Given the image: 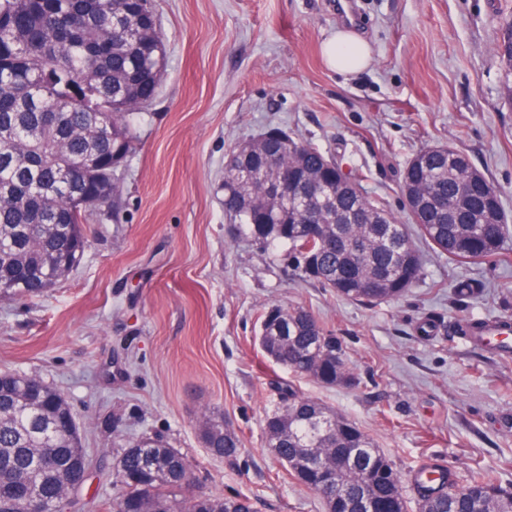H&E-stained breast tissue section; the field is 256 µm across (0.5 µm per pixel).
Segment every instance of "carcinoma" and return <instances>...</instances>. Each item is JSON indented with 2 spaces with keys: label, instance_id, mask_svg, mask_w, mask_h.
<instances>
[{
  "label": "carcinoma",
  "instance_id": "cac0c4a2",
  "mask_svg": "<svg viewBox=\"0 0 512 512\" xmlns=\"http://www.w3.org/2000/svg\"><path fill=\"white\" fill-rule=\"evenodd\" d=\"M0 298L33 299L68 276L85 248L83 225L90 211L75 198H92L96 186L117 198L118 179L107 163L110 138L96 130L98 115L112 117L116 144L136 149L133 125L141 112L112 104L144 91L146 70L164 68L166 49L158 17L143 14L140 0H0ZM496 53L512 75V16L499 18ZM461 150L446 144L421 149V161L405 169L401 190L408 222L397 220L363 191L361 177L309 142L287 136L266 140L254 154L235 148L224 159V213L239 235L263 246H286L299 276L336 296L365 305L400 299L424 275L418 236L439 256L493 263L512 236L494 184L472 163L452 167ZM288 169V205L266 195L277 169ZM92 158L82 177L68 170ZM310 184L321 193L303 223L294 199ZM268 358L325 387L354 386L342 343L302 307H269ZM280 406L267 414V448L279 460L301 455L305 466L291 476L315 489L319 465L336 474L345 502L336 512H360L365 493L410 502L391 460L350 420L324 404L281 388ZM201 443L216 459L241 452L224 413L211 411L199 425ZM91 461L82 446L67 398L44 380L24 373L0 374V512H17L18 491L30 489L44 503L65 506L87 480ZM189 460L158 437L121 448L112 469V512H254L246 495L177 493L191 478ZM416 512H512V488L470 467L465 478L450 466H423L415 475Z\"/></svg>",
  "mask_w": 512,
  "mask_h": 512
}]
</instances>
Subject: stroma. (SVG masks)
<instances>
[{
    "mask_svg": "<svg viewBox=\"0 0 512 512\" xmlns=\"http://www.w3.org/2000/svg\"><path fill=\"white\" fill-rule=\"evenodd\" d=\"M166 44L158 93L135 123L119 206L94 212L80 264L43 297L0 299V372L42 378L69 401L92 473L67 512H110L124 443L163 437L190 461L185 497L244 494L256 512H325L265 446L279 384L356 423L400 473L434 459L480 464L512 486V355L464 329L512 317V238L495 264L424 252L423 280L366 306L303 281L286 250L230 235L224 158L272 127L362 177L405 219L401 175L425 146L465 152L512 217V103L494 51L512 0H151ZM349 28L372 48L355 75L322 45ZM302 307L339 338L359 384L321 386L268 359L263 312ZM221 410L236 461L212 458L198 422Z\"/></svg>",
    "mask_w": 512,
    "mask_h": 512,
    "instance_id": "1",
    "label": "stroma"
}]
</instances>
